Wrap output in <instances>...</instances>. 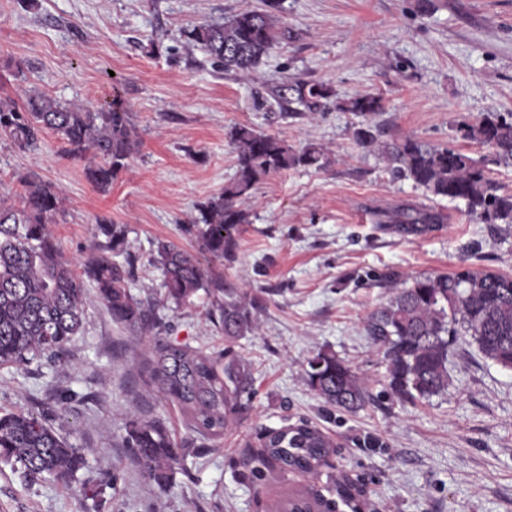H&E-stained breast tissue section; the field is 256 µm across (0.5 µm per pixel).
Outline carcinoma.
<instances>
[{
	"mask_svg": "<svg viewBox=\"0 0 512 512\" xmlns=\"http://www.w3.org/2000/svg\"><path fill=\"white\" fill-rule=\"evenodd\" d=\"M281 11L282 0H266L262 11H243L219 24L195 26L186 32L187 44L205 49L227 72L254 77L279 40ZM334 96L326 83L287 77L266 86L264 100L283 107L296 104L314 115L327 111ZM337 107L363 118L354 131L356 143L377 151L394 176L413 181L429 197L465 202L467 214L483 224H512V193L502 192L487 169L489 162L512 161V112H486L456 126L463 140L490 151V156L476 160L458 148L430 146L409 135L382 139L384 131L376 122L382 111L378 96H358ZM46 130L61 135L69 152L87 161L86 178L99 191L112 186L138 144L117 95L97 109L39 92L20 103L0 97V137L27 151ZM230 141L237 175L199 207L193 221L199 250L219 261L234 257L237 227L246 223L240 202L262 177L329 164L318 146L296 150L246 125L234 127ZM26 187L19 207L0 195V367L58 356L82 327L87 281L116 322L135 332L159 328V320L132 295L129 269L113 258L122 252L125 227L99 224L109 245L90 258L78 276L63 260L50 228L60 212L61 192L36 176L26 179ZM443 220L432 208L405 207L393 217L407 233H422ZM155 263L163 273L165 301L180 305L201 289L217 296L209 317L224 333L225 347L207 352L155 336L143 361L146 384L152 394L180 409L199 439H221L236 422L251 380L247 360L233 352L232 344L255 332L256 298L212 278L196 256L173 244L158 243ZM364 328L383 349L387 387L393 395L402 400L442 395L448 390V350L462 332L487 359L512 362V277L463 269L413 278L367 316ZM305 381L326 404L346 412H356L369 401L367 379L333 353L320 351L309 359ZM260 441L263 452L250 459L256 477L263 476L269 460L284 469L314 474L334 447L324 432L304 423L267 430ZM123 447L133 450L144 476L165 486L183 466L192 444L177 441L160 421L137 419L129 422ZM85 461L83 449L59 436L42 415L0 413V463L19 470L22 477L46 474L69 482Z\"/></svg>",
	"mask_w": 512,
	"mask_h": 512,
	"instance_id": "obj_1",
	"label": "carcinoma"
}]
</instances>
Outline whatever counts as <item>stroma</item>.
Returning a JSON list of instances; mask_svg holds the SVG:
<instances>
[{
  "instance_id": "obj_1",
  "label": "stroma",
  "mask_w": 512,
  "mask_h": 512,
  "mask_svg": "<svg viewBox=\"0 0 512 512\" xmlns=\"http://www.w3.org/2000/svg\"><path fill=\"white\" fill-rule=\"evenodd\" d=\"M282 0L286 31L257 79L218 67L184 33L264 0H0V96L31 90L95 105L121 95L138 145L108 193L85 177L53 132L34 150L0 138V194L21 205L37 174L62 192L52 231L75 271L107 239L101 220L126 225L135 258L129 287L154 306L164 336L207 351L224 348L211 299L161 304L158 242L196 252L191 222L200 203L237 173L233 127L247 125L288 146L323 147L330 164L264 177L241 207L234 260L211 272L262 292L257 330L234 349L252 372V394L223 441L186 457L167 487L145 478L121 441L129 421L150 416L177 439L194 437L179 411L144 383L147 336L113 320L94 287L85 318L60 360L0 368V411L44 415L83 448L70 482L26 479L0 464V512H270L296 495L335 502L337 512H512V370L485 358L471 337L448 352L446 393L414 403L390 394L386 360L364 330L405 277L460 269L512 275V225L481 224L464 202L427 199L357 145L360 119L336 108L314 116L262 106L284 76L325 82L338 100L374 94L386 137L454 145V126L486 112H512V0ZM431 205L445 221L401 231L391 216ZM334 353L370 383L355 413H326L304 380L309 359ZM308 421L335 442L317 474L279 465L255 480L246 467L264 430ZM378 438L382 447L365 446Z\"/></svg>"
}]
</instances>
